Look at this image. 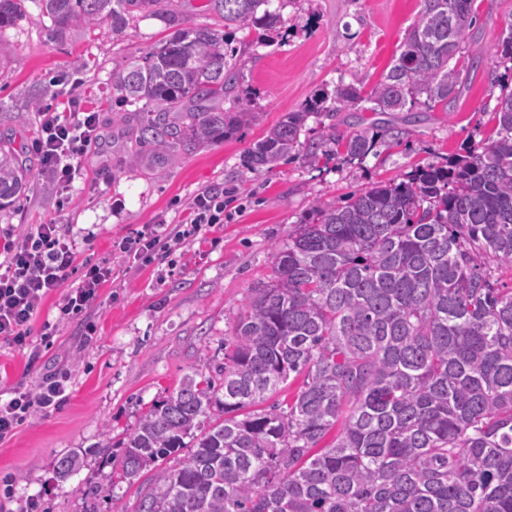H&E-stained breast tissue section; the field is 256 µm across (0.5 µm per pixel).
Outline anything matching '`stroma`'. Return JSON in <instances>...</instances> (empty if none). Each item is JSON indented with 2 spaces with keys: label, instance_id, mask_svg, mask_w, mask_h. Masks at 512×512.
<instances>
[{
  "label": "stroma",
  "instance_id": "35a3bbf8",
  "mask_svg": "<svg viewBox=\"0 0 512 512\" xmlns=\"http://www.w3.org/2000/svg\"><path fill=\"white\" fill-rule=\"evenodd\" d=\"M271 7L283 19L277 35H225L241 59L238 89L250 97L249 121L224 142L176 149L162 164L140 143L131 106L112 96L113 69L168 38L161 18L139 19L118 41L102 25L56 42L37 0H26V18L0 30V138L23 146L20 158L31 168L29 191L0 210V228L20 238L34 224L71 225L77 261L66 287L77 286L84 265L112 268L111 283L85 313L60 319V293L47 297L37 320L54 324L52 336L34 335L28 349L0 343V394L36 386L46 372L70 376L65 404L35 411L0 442L5 512H26L33 500L39 512H131L150 477L120 480L123 440L191 369L223 360L224 338L250 288L269 280L274 249L311 205H341L371 183L447 165L492 136L496 99L502 85L512 86V64L496 56L512 0H474L478 22L457 60L461 92L447 109L398 113L401 136L381 140L364 159L310 163L297 155L253 176L242 166L245 151L285 113L342 83L371 90L398 55L420 0H273ZM73 98L99 114L101 128L74 160L72 190L60 195L29 147L41 112L67 111ZM213 188L224 192L223 223L187 243L172 266L113 252V241L143 225L186 223L196 195ZM68 453L83 464L62 481L54 465ZM102 484L112 495L92 498Z\"/></svg>",
  "mask_w": 512,
  "mask_h": 512
}]
</instances>
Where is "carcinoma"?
<instances>
[{
	"mask_svg": "<svg viewBox=\"0 0 512 512\" xmlns=\"http://www.w3.org/2000/svg\"><path fill=\"white\" fill-rule=\"evenodd\" d=\"M0 0V29L25 16ZM49 36L107 23L121 35L138 15L174 33L112 71V96L142 113L155 160L176 145L222 141L250 100L224 98L239 61L224 32L185 25L174 0H40ZM272 0H210L224 27L270 31ZM476 22L473 0H421L393 65L363 97L354 83L288 112L249 148L245 167L268 173L302 147L309 115L359 110L384 116L427 104L448 108L462 79L452 61ZM425 101H420L421 97ZM495 138L446 166L379 182L343 205L317 201L273 275L250 289L224 337V363L199 368L150 406L123 442L122 478L154 471L133 512H512V89L494 109ZM376 135L324 127L314 161L362 159ZM29 169L0 141V207L24 193ZM289 402L259 405L290 376ZM332 441L322 445L329 433ZM191 446L178 465L165 460ZM80 457H60L67 479Z\"/></svg>",
	"mask_w": 512,
	"mask_h": 512,
	"instance_id": "cac0c4a2",
	"label": "carcinoma"
}]
</instances>
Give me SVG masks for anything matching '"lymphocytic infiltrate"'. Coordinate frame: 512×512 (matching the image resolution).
<instances>
[{"label": "lymphocytic infiltrate", "mask_w": 512, "mask_h": 512, "mask_svg": "<svg viewBox=\"0 0 512 512\" xmlns=\"http://www.w3.org/2000/svg\"><path fill=\"white\" fill-rule=\"evenodd\" d=\"M42 134L32 144L44 173L58 192H68L76 178L74 158L84 154L99 136L96 113L85 111L73 101L68 111L46 112ZM224 195L206 191L196 196L188 222L174 229L160 224L144 226L136 236L115 242L121 254L135 259L167 257L206 228L223 223ZM0 341L27 346L33 322L45 299L59 288L74 268L76 253L68 234L58 224H37L22 241L12 233L0 234ZM112 278L111 267L94 264L85 268L80 283L70 289L59 305L61 317L84 312L97 300L100 290ZM67 375H49L39 390L16 389L0 398V441L10 437L31 412L59 405L67 397Z\"/></svg>", "instance_id": "1"}]
</instances>
